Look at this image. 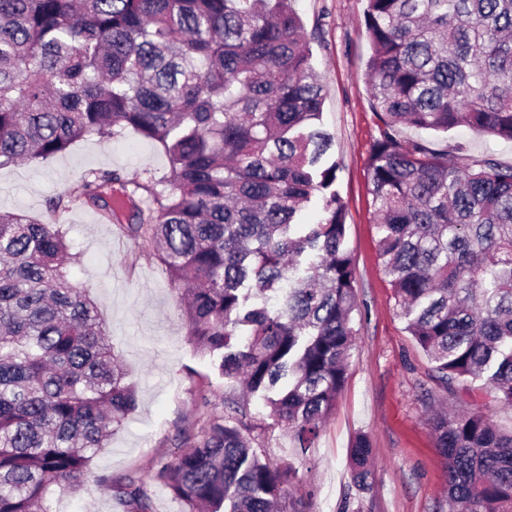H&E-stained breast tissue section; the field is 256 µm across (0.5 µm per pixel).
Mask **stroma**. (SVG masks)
Listing matches in <instances>:
<instances>
[{
	"mask_svg": "<svg viewBox=\"0 0 512 512\" xmlns=\"http://www.w3.org/2000/svg\"><path fill=\"white\" fill-rule=\"evenodd\" d=\"M310 38L312 65L325 86L322 126L334 137L336 188L346 206V247L357 269L358 336L335 408L309 447L275 428L259 439L266 455L289 470L284 490L303 498L309 512H446L444 461L420 401L430 390L442 405L463 409L436 381L433 364L407 330L378 252L368 157L378 121L367 91L371 53L367 0H295ZM439 145L512 163V142L465 129L438 137ZM91 168L128 177L163 175L164 155L134 133L116 140L89 136L51 164L0 168V211L62 225L74 256L67 272L96 300L112 349L137 394L135 408L95 457L98 474L148 472L158 458H175L186 436L197 435L201 395L225 409L239 384L221 377L187 341L180 298L154 244L133 243L118 226L78 206L48 211L47 199L65 195ZM367 435L370 474L357 485L350 448Z\"/></svg>",
	"mask_w": 512,
	"mask_h": 512,
	"instance_id": "stroma-1",
	"label": "stroma"
}]
</instances>
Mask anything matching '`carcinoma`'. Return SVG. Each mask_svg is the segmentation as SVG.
Returning <instances> with one entry per match:
<instances>
[{
	"instance_id": "carcinoma-1",
	"label": "carcinoma",
	"mask_w": 512,
	"mask_h": 512,
	"mask_svg": "<svg viewBox=\"0 0 512 512\" xmlns=\"http://www.w3.org/2000/svg\"><path fill=\"white\" fill-rule=\"evenodd\" d=\"M292 0H0V168L48 163L91 135L159 147L161 178L92 169L52 198L158 241L187 297V337L219 376L244 374L266 428L299 443L330 415L357 335L324 87ZM368 92L379 124L368 173L379 255L407 329L464 410L433 413L448 512H512V432L479 393L512 407V164L434 149L403 130L466 127L512 142V0H367ZM322 218L304 230L312 198ZM59 224L0 213V512H54L136 404L98 305L67 277ZM283 293L280 308H248ZM250 327L240 339V327ZM204 413L149 478L90 482L124 512H307L287 468L257 454L247 406ZM371 443L350 449L369 474Z\"/></svg>"
}]
</instances>
